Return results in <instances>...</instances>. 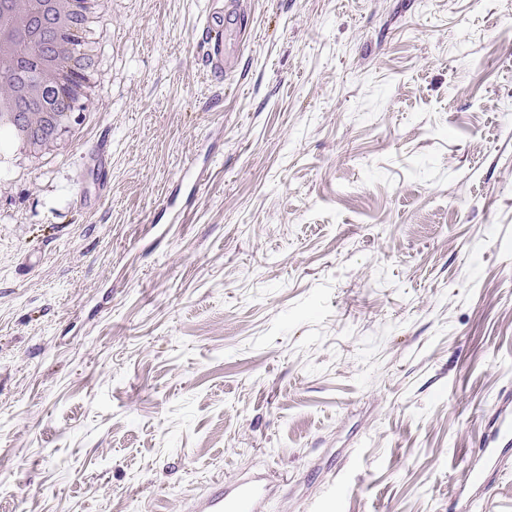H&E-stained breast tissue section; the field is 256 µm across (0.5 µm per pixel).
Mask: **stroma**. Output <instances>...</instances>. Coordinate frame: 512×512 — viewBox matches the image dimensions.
Returning <instances> with one entry per match:
<instances>
[{
	"label": "stroma",
	"instance_id": "1",
	"mask_svg": "<svg viewBox=\"0 0 512 512\" xmlns=\"http://www.w3.org/2000/svg\"><path fill=\"white\" fill-rule=\"evenodd\" d=\"M207 2L116 0L68 152L0 165V512H512V0H242L223 81ZM209 7L200 17L197 26V47L205 58L210 72L224 79V75L234 65L225 54L224 34L231 27L241 34L243 20L222 0H209ZM511 404L507 401L501 406L497 416L489 422V427L483 434L479 448L481 457L478 459L483 464L471 472V482L474 485H481L486 481L488 475L496 469L493 463L512 444ZM279 482L271 474L260 478H234L217 484L193 508L195 512H261L271 487Z\"/></svg>",
	"mask_w": 512,
	"mask_h": 512
}]
</instances>
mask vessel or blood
<instances>
[{
    "label": "vessel or blood",
    "instance_id": "b4317fda",
    "mask_svg": "<svg viewBox=\"0 0 512 512\" xmlns=\"http://www.w3.org/2000/svg\"><path fill=\"white\" fill-rule=\"evenodd\" d=\"M241 31L239 14L224 4L223 0H208V7L197 26V47L210 72L224 76L232 66L225 54L224 34L227 30ZM512 447V405L503 404L492 419L480 442L482 464L472 470L471 481L483 484L494 472V463L500 454ZM273 476L260 478H235L217 484L194 505V512H262V505L274 485Z\"/></svg>",
    "mask_w": 512,
    "mask_h": 512
}]
</instances>
